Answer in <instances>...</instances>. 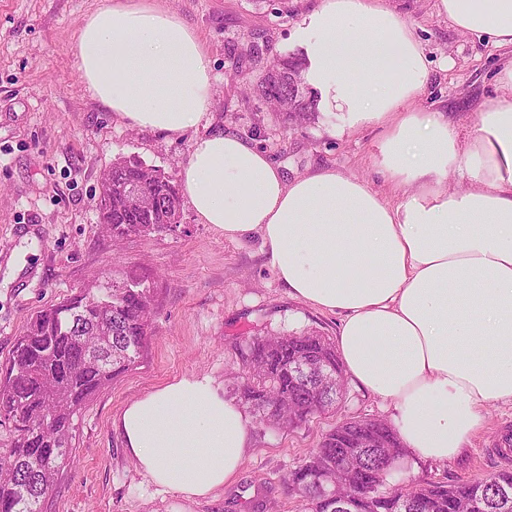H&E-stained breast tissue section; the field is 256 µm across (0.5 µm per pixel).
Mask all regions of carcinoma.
<instances>
[{
    "label": "carcinoma",
    "instance_id": "obj_1",
    "mask_svg": "<svg viewBox=\"0 0 512 512\" xmlns=\"http://www.w3.org/2000/svg\"><path fill=\"white\" fill-rule=\"evenodd\" d=\"M301 72L296 58L276 56L262 73L240 76L246 89L269 99L294 128L316 116V101L308 95ZM106 180L98 210L113 240L179 230L181 202L172 177L119 157ZM131 187L147 193L144 206L130 203ZM96 292L91 288L38 312L17 342L0 382V422L15 433L8 455L0 457V512H43L55 476L68 460L82 407L140 362L153 314L148 281L130 270L104 289L105 304L87 302ZM234 349L252 367V377L234 394L255 415L268 414L267 425L294 426L329 412L346 391L334 342L316 330L258 334ZM301 362L311 364L303 374L295 370ZM376 436L390 440V447H365L370 432L362 420L350 418L323 437L288 478L302 512H343L338 501L359 486L364 494L353 501L352 512H454L457 499L469 501L470 512H512L503 510L499 501L500 486L512 488L511 468L452 484L419 480L392 485L388 461L405 455L406 448L382 420Z\"/></svg>",
    "mask_w": 512,
    "mask_h": 512
}]
</instances>
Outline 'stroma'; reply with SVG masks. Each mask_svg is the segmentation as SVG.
Instances as JSON below:
<instances>
[{
    "label": "stroma",
    "instance_id": "1",
    "mask_svg": "<svg viewBox=\"0 0 512 512\" xmlns=\"http://www.w3.org/2000/svg\"><path fill=\"white\" fill-rule=\"evenodd\" d=\"M103 0H0V370L30 318L102 275L135 268L154 290V316L143 358L83 409L71 462L49 491L46 512H301L285 482L336 423L350 417L390 421L381 400L348 384L336 413L290 430L254 425V448L235 480L206 498L160 487L124 450L114 421L138 397L184 375H206L226 388L233 346L264 331L314 329L335 337L338 316L290 296L276 279L260 234L224 238L181 205L174 233L131 235L113 244L96 199L120 156L179 175L193 140L233 133L264 150L288 178L335 168L390 187L371 167L382 131L349 129L339 112L289 129L264 101L245 93L236 70L260 72L276 55L302 57L296 36L316 0H160L199 37L212 61L213 102L178 137L132 125L92 100L72 51L76 33ZM412 24L429 61L420 111L449 114L470 135L478 106L497 92L503 50L462 34L436 0H387ZM259 45L260 56L249 54ZM512 434V405L485 411L467 451L446 463L409 462L392 483H451L512 468L498 441Z\"/></svg>",
    "mask_w": 512,
    "mask_h": 512
}]
</instances>
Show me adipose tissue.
Here are the masks:
<instances>
[{
    "mask_svg": "<svg viewBox=\"0 0 512 512\" xmlns=\"http://www.w3.org/2000/svg\"><path fill=\"white\" fill-rule=\"evenodd\" d=\"M438 8L461 32L512 48V0ZM298 33L319 107L353 129L383 128L371 165L397 201L333 168L286 179L222 133L194 140L182 192L226 238L261 235L291 295L339 316L345 375L392 406L412 458L448 461L486 406L512 404V55L463 138L445 112L412 110L428 63L384 0H319ZM73 50L91 97L132 125L177 136L210 110L202 43L149 0H105ZM452 172L463 190H449ZM118 425L140 472L189 499L233 481L252 446L250 417L207 376L133 400Z\"/></svg>",
    "mask_w": 512,
    "mask_h": 512,
    "instance_id": "obj_1",
    "label": "adipose tissue"
}]
</instances>
